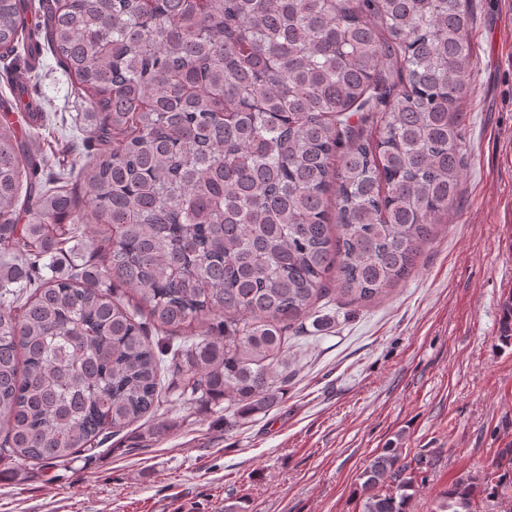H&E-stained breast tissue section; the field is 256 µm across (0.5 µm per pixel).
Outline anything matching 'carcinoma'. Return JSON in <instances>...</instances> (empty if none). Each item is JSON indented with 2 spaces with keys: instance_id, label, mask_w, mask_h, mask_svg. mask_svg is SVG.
Instances as JSON below:
<instances>
[{
  "instance_id": "obj_1",
  "label": "carcinoma",
  "mask_w": 512,
  "mask_h": 512,
  "mask_svg": "<svg viewBox=\"0 0 512 512\" xmlns=\"http://www.w3.org/2000/svg\"><path fill=\"white\" fill-rule=\"evenodd\" d=\"M466 0H0L16 108L45 114L35 55L89 97L79 168L107 226L103 262L46 279L80 234L72 171L0 124V454L63 465L153 418L162 375L185 406L245 414L288 383L287 336L331 291L388 294L415 269L462 177L457 106L472 55ZM379 129V139L349 124ZM337 232H331V227ZM334 289L327 288L326 276ZM132 289L150 343L102 283ZM512 448L435 512L499 495ZM430 460L389 445L359 474V512H407ZM110 295L115 301H119L126 309L130 311H137V320L144 323L146 327L147 336L153 344L158 343H171L174 346L183 342L185 339L194 338L199 336L201 329L197 325L192 324L190 327L178 330L162 329L150 319L147 308L140 302L138 296L129 288L119 285L117 282L112 281V288Z\"/></svg>"
}]
</instances>
